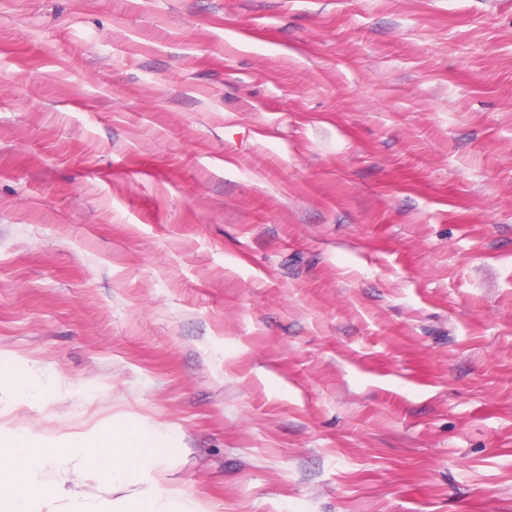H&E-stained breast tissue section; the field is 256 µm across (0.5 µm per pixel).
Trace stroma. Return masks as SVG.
Masks as SVG:
<instances>
[{
	"label": "stroma",
	"instance_id": "1",
	"mask_svg": "<svg viewBox=\"0 0 512 512\" xmlns=\"http://www.w3.org/2000/svg\"><path fill=\"white\" fill-rule=\"evenodd\" d=\"M0 356L203 512H512V0H0Z\"/></svg>",
	"mask_w": 512,
	"mask_h": 512
}]
</instances>
